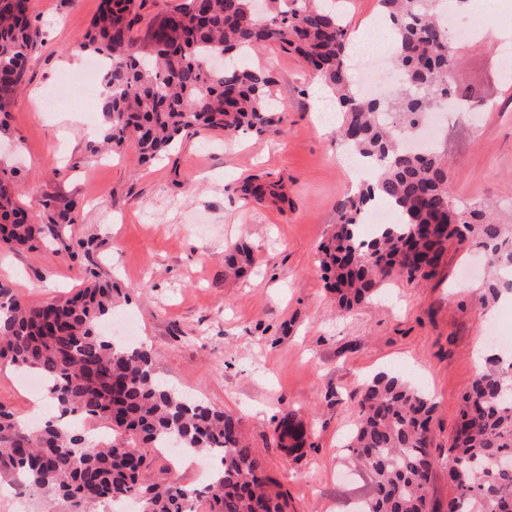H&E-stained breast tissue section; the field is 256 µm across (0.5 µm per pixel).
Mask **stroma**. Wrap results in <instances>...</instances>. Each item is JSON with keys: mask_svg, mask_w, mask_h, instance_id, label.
<instances>
[{"mask_svg": "<svg viewBox=\"0 0 512 512\" xmlns=\"http://www.w3.org/2000/svg\"><path fill=\"white\" fill-rule=\"evenodd\" d=\"M100 0H32L41 30L20 93L0 130V159L17 168L18 202L44 224L45 200H76L70 252L43 241L0 251V282L32 303L83 288L87 271L117 288L111 317L134 324L156 352V373L205 404L241 416L253 448L288 491L295 512H358L371 494L368 473L342 447L368 377L384 371L437 404L432 452L439 464L434 498L447 500L448 439L478 359L511 357L488 334L512 336V294L480 301L486 256L472 240L449 246L430 280L386 283L369 304L339 312L325 290L317 246L336 222V204L360 177L346 163L334 124L317 120V82L298 57L278 48L256 55L271 64L283 111L280 130L233 139L223 131H185L158 162L133 150L90 156L96 104L70 99L62 78L82 74L73 48ZM500 13L497 35L456 40L455 89L479 116L457 113L436 136L451 161L448 189L459 204L490 205L512 225V73L501 45L512 41V0H488ZM53 92L64 105L45 111ZM288 185V203L253 207L234 186L253 174ZM247 243L254 274L224 277V251ZM21 373L0 365V403L24 415H55L48 400L31 403ZM310 429V448L292 459L273 430L283 410Z\"/></svg>", "mask_w": 512, "mask_h": 512, "instance_id": "stroma-1", "label": "stroma"}]
</instances>
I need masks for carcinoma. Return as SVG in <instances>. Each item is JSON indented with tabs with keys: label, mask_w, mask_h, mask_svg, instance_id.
Instances as JSON below:
<instances>
[{
	"label": "carcinoma",
	"mask_w": 512,
	"mask_h": 512,
	"mask_svg": "<svg viewBox=\"0 0 512 512\" xmlns=\"http://www.w3.org/2000/svg\"><path fill=\"white\" fill-rule=\"evenodd\" d=\"M32 0H0V112L7 111L24 76L40 29ZM147 0H101L77 50L104 62L100 111L106 121L92 154L109 146L132 149L144 160L166 152L182 132L222 130L262 134L282 122L272 108L276 81L260 65L231 62L221 73L204 62L224 53L245 57L270 45L298 54L334 96L340 113L336 140L374 168L373 183L348 193L337 221L319 247L325 287L338 306L369 301L385 281L433 277L448 245L474 238L497 270L486 297L512 291V228L491 212L462 206L448 191V161L427 147L404 149L412 133L441 99L454 100L448 84V27L443 0H378L388 14L392 55L403 88L382 103L355 86L352 43L343 16L323 0H178L138 40L134 29ZM0 170V250L31 248L43 229L27 220L12 175ZM246 204L288 202L282 180L248 176L234 188ZM382 200L397 215L376 235L358 238L364 211ZM47 229L66 251V228L77 221V203L54 211ZM253 264L244 244L228 248L224 277H241ZM86 280L73 297L29 304L0 284V362L37 374L59 415L35 430L0 404V477L69 512H91L102 503L136 497L141 512H293L282 483L265 467L236 415L185 398L155 376L153 351L114 341L100 331L115 307L112 289ZM436 405L402 378L379 373L362 385L358 419L346 440L349 455L371 477L364 512H512V361L494 356L463 396L448 447L453 495L442 507L430 494L436 468L431 453ZM79 414L101 423L111 437L91 444L65 417ZM278 446L298 457L307 428L293 411L277 419ZM166 443L184 454L211 459L207 484L196 487L163 477L148 479L152 450Z\"/></svg>",
	"instance_id": "cac0c4a2"
}]
</instances>
